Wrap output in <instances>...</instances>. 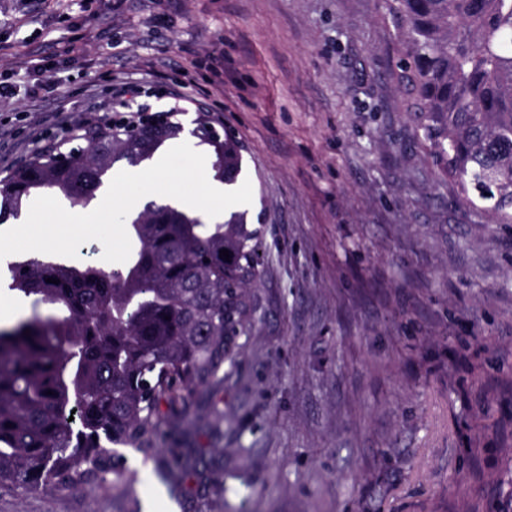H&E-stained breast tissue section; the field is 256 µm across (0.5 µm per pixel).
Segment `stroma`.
<instances>
[{
    "mask_svg": "<svg viewBox=\"0 0 512 512\" xmlns=\"http://www.w3.org/2000/svg\"><path fill=\"white\" fill-rule=\"evenodd\" d=\"M383 0H0V177L66 142L85 117L199 104L238 142L259 229V319L224 386L198 389L196 445L224 466L214 512H498L512 462V224L461 204L419 144L392 78ZM111 37L60 65L31 97L15 56L40 65L88 15ZM224 52L221 75L201 64ZM139 84L113 97L104 71ZM224 413L220 437L211 409ZM53 492L0 488V512H205L157 465Z\"/></svg>",
    "mask_w": 512,
    "mask_h": 512,
    "instance_id": "obj_1",
    "label": "stroma"
}]
</instances>
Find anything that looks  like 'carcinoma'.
Here are the masks:
<instances>
[{"mask_svg":"<svg viewBox=\"0 0 512 512\" xmlns=\"http://www.w3.org/2000/svg\"><path fill=\"white\" fill-rule=\"evenodd\" d=\"M386 10L400 46L393 75L433 165L468 206L511 224L512 0H386ZM183 131L166 118L85 126L68 151L38 150L0 178V222L35 195L61 196L79 214L117 163L138 166ZM190 134L212 149L218 181L233 184L238 144L203 112ZM129 235L135 248L118 269L53 255L7 264L8 290L31 310L0 325V486L110 480L126 493L133 476L118 449L133 448L163 464L173 487L221 493L195 447L189 400L224 384L236 337L256 321L259 230L243 213L211 221L150 202ZM174 434L181 448L160 456Z\"/></svg>","mask_w":512,"mask_h":512,"instance_id":"1","label":"carcinoma"}]
</instances>
